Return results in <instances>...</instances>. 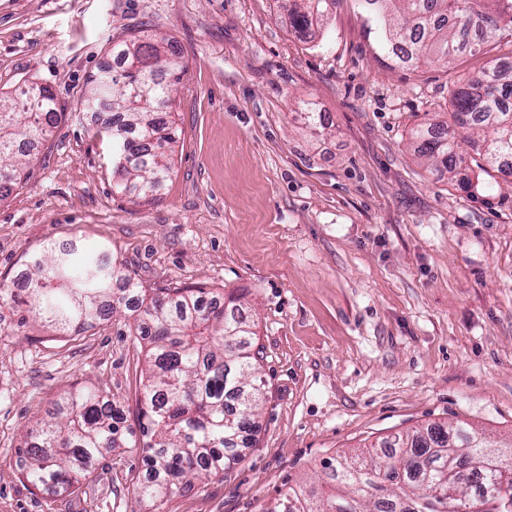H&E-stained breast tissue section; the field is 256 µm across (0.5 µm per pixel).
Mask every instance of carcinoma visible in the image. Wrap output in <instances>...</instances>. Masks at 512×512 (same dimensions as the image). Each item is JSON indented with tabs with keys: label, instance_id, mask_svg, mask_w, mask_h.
<instances>
[{
	"label": "carcinoma",
	"instance_id": "1",
	"mask_svg": "<svg viewBox=\"0 0 512 512\" xmlns=\"http://www.w3.org/2000/svg\"><path fill=\"white\" fill-rule=\"evenodd\" d=\"M400 4L382 30L383 47H399L418 66L429 56L448 60L480 52L492 36L512 37V0H364L378 9ZM290 26H311L306 0H286ZM148 35L134 37L121 55L123 69L90 80V109L112 110V178L115 186L147 199L170 178L173 124L166 119L172 85L184 66L173 45ZM450 122L422 123L412 130L414 151L433 161L435 171L455 176L468 148L482 157L483 172H504L512 156V67L493 63L448 88ZM62 118L54 94L28 87L0 99V199L21 179L27 153L22 143H39ZM470 135L460 141L457 131ZM26 295L0 288V300L52 327L76 333L137 303L135 335L147 339V376L138 398L140 436L124 425L122 413L93 387L65 393L55 411L38 421L18 449L21 472L37 489L70 495L94 463L117 448H140L146 471L133 486L152 512L182 486L205 474L217 476L242 461L240 449L259 428L265 400L259 376L257 333L234 300L205 301L202 288H150L126 266L77 248H47L29 258ZM383 455L326 461L321 491L290 487L266 512H512V454L491 446L465 427L395 434ZM482 458L487 494L469 502L460 467Z\"/></svg>",
	"mask_w": 512,
	"mask_h": 512
}]
</instances>
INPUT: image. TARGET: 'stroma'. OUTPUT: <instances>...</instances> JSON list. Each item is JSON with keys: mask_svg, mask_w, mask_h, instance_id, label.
Here are the masks:
<instances>
[{"mask_svg": "<svg viewBox=\"0 0 512 512\" xmlns=\"http://www.w3.org/2000/svg\"><path fill=\"white\" fill-rule=\"evenodd\" d=\"M365 0H333L303 33L281 0H0V96L38 84L63 119L0 200V285L67 242L104 250L147 288L238 291L267 399L242 463L164 512H263L310 487L325 460L438 423L512 444V176L489 197L417 157L409 131L440 121L452 82L512 44L453 63L398 65ZM147 34L186 68L172 95L174 171L154 199L120 193L92 134L89 79L113 45ZM322 112L313 128L306 103ZM134 305L89 331L19 326L0 307V512H150L120 448L78 493L36 489L17 450L65 392L93 386L137 426L145 368Z\"/></svg>", "mask_w": 512, "mask_h": 512, "instance_id": "1", "label": "stroma"}]
</instances>
